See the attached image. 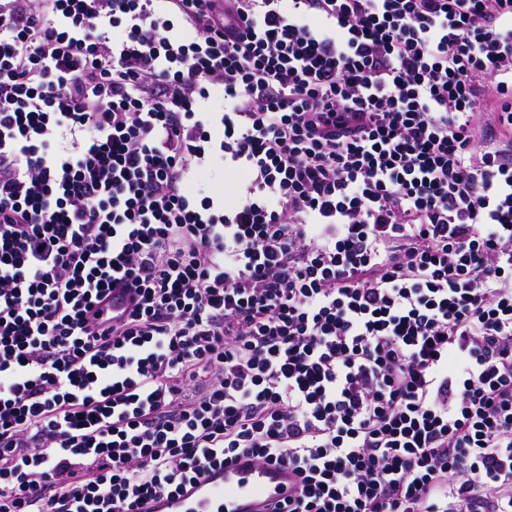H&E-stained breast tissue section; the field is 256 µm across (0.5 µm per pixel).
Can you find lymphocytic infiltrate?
Masks as SVG:
<instances>
[{
  "instance_id": "lymphocytic-infiltrate-1",
  "label": "lymphocytic infiltrate",
  "mask_w": 512,
  "mask_h": 512,
  "mask_svg": "<svg viewBox=\"0 0 512 512\" xmlns=\"http://www.w3.org/2000/svg\"><path fill=\"white\" fill-rule=\"evenodd\" d=\"M239 456L512 512V0H0V512ZM205 181L209 187L215 190L223 191L226 199L231 200L233 198L232 187L237 182V177L232 173L224 172V165L218 159H213L209 165L205 168Z\"/></svg>"
}]
</instances>
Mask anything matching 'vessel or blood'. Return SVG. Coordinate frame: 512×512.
<instances>
[{"mask_svg":"<svg viewBox=\"0 0 512 512\" xmlns=\"http://www.w3.org/2000/svg\"><path fill=\"white\" fill-rule=\"evenodd\" d=\"M292 486L287 468L240 458L180 496L150 500L146 508L148 512H263L266 505L286 499Z\"/></svg>","mask_w":512,"mask_h":512,"instance_id":"vessel-or-blood-1","label":"vessel or blood"}]
</instances>
